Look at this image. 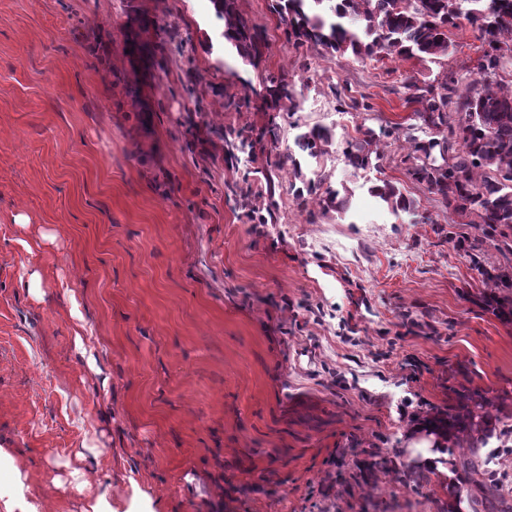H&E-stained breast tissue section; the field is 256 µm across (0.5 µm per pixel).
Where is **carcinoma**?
<instances>
[{"label": "carcinoma", "mask_w": 512, "mask_h": 512, "mask_svg": "<svg viewBox=\"0 0 512 512\" xmlns=\"http://www.w3.org/2000/svg\"><path fill=\"white\" fill-rule=\"evenodd\" d=\"M216 17L224 21V41L243 61L257 65L265 45L256 28L239 14L237 0H210ZM271 12L285 26L289 45L306 44L326 53L351 54L358 60L412 58L435 61L450 54L449 33L467 25L477 32L480 54L473 68L461 76L441 68L433 78L406 79L396 91L412 107L410 123L361 122L342 141L346 166L356 173L381 172L383 143L404 142L400 162L407 172L448 208L450 223L472 224L481 236L450 235L491 285L490 297L503 301L501 312L512 316V0H271ZM297 85L288 73H269L261 100L278 112L293 114ZM375 113L366 97L336 99V111ZM335 141L332 129L307 127L298 132L293 146L273 153L278 127L271 125L256 136L224 131L225 154L240 160L262 155L266 167L260 177L244 173L239 205L258 224L276 223L275 177L291 171L290 191L301 205L315 199L325 212L344 214L349 197L334 188L326 174L304 167L328 153ZM370 192L394 211H412L416 202L391 182L378 178ZM492 245L503 262H485L486 245ZM469 477L478 476L483 512H512V498L494 484L490 456L476 452L461 461Z\"/></svg>", "instance_id": "obj_1"}]
</instances>
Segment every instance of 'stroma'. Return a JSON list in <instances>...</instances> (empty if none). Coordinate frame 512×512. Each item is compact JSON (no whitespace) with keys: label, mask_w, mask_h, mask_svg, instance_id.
I'll list each match as a JSON object with an SVG mask.
<instances>
[{"label":"stroma","mask_w":512,"mask_h":512,"mask_svg":"<svg viewBox=\"0 0 512 512\" xmlns=\"http://www.w3.org/2000/svg\"><path fill=\"white\" fill-rule=\"evenodd\" d=\"M269 4L238 0L253 66L209 0H0V512H449L480 492L421 446L472 408L512 487V320L396 146L412 212L336 144L348 212L300 208L284 170L256 224L224 161L229 124L276 122L281 152L301 125L344 136L340 94L405 122L395 87L437 64L296 53ZM278 71L295 116L259 108ZM209 1L216 17L224 21V41L244 62L257 65L262 58L265 45L256 28L240 16L237 0ZM370 192L387 204L393 211H412L416 202L403 195L398 187L388 180L376 178L370 187Z\"/></svg>","instance_id":"1"}]
</instances>
